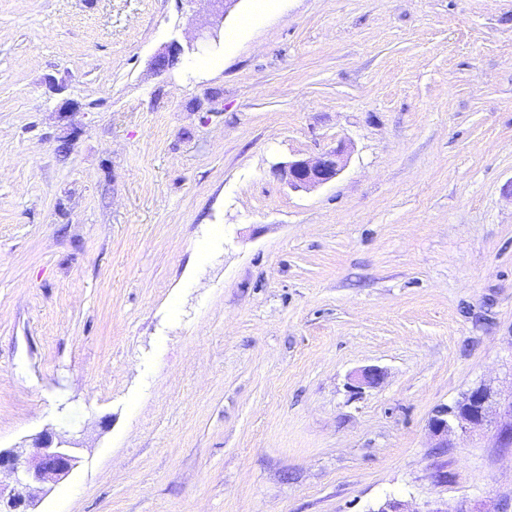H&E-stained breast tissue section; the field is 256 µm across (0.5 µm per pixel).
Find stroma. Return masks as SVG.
<instances>
[{
	"label": "stroma",
	"instance_id": "35a3bbf8",
	"mask_svg": "<svg viewBox=\"0 0 512 512\" xmlns=\"http://www.w3.org/2000/svg\"><path fill=\"white\" fill-rule=\"evenodd\" d=\"M213 20L0 0V448L80 446L38 512L512 504L493 424L428 430L512 394V0H238L155 69ZM344 147L326 151L316 159H295L274 168L288 186L310 189L334 180L342 170ZM492 399L489 390L477 387L458 404L439 406L428 422L429 432L437 440L436 447H447L449 435L463 438L472 429L484 425Z\"/></svg>",
	"mask_w": 512,
	"mask_h": 512
}]
</instances>
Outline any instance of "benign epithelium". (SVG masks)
<instances>
[{"instance_id": "obj_1", "label": "benign epithelium", "mask_w": 512, "mask_h": 512, "mask_svg": "<svg viewBox=\"0 0 512 512\" xmlns=\"http://www.w3.org/2000/svg\"><path fill=\"white\" fill-rule=\"evenodd\" d=\"M183 54L180 44L173 42L166 52L155 57L154 65L163 69L178 61ZM344 147L326 151L316 159H295L275 168L288 186L295 190L310 189L334 180L342 170ZM493 396L484 387L468 392L464 399L454 405H441L429 419L428 429L437 440V447H448V436L464 437L472 429L487 421ZM500 447L512 446V399L502 404V415L497 427ZM77 447L70 442L53 443L48 433L38 438L32 458L21 461L20 454L13 450L0 449V472L8 473L12 485L0 486V507L5 512H30L36 503L30 492L34 483L56 484L75 467ZM425 512H508L501 503H473L461 500L454 506L446 501H436Z\"/></svg>"}]
</instances>
